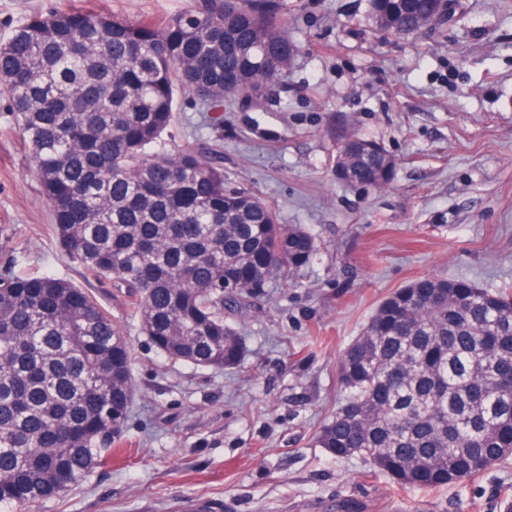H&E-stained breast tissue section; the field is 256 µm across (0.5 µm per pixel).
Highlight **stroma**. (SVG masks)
Returning <instances> with one entry per match:
<instances>
[{"mask_svg":"<svg viewBox=\"0 0 512 512\" xmlns=\"http://www.w3.org/2000/svg\"><path fill=\"white\" fill-rule=\"evenodd\" d=\"M299 47L271 93L223 122L179 96L170 148L220 145L224 175L299 224L317 252L288 287L225 311L245 344L231 369L152 346L134 300L63 252L7 95L0 94V267L89 289L131 346L134 397L112 459L40 512H505L512 459L438 489L401 485L315 433L337 365L379 302L425 275L512 291V0H462L429 33L382 37L367 0H275ZM197 0H0V43L29 15L73 9L164 21ZM396 162L382 189L334 176L346 133Z\"/></svg>","mask_w":512,"mask_h":512,"instance_id":"stroma-1","label":"stroma"}]
</instances>
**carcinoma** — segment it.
I'll use <instances>...</instances> for the list:
<instances>
[{
  "mask_svg": "<svg viewBox=\"0 0 512 512\" xmlns=\"http://www.w3.org/2000/svg\"><path fill=\"white\" fill-rule=\"evenodd\" d=\"M376 31L444 23L439 0H369ZM298 53L271 0H204L168 20L31 15L0 45V91L66 255L136 298L172 360L234 368L224 306L283 288L312 235L224 178L207 144L167 149L178 92L221 112L277 86ZM380 143L346 134L336 180L394 178ZM343 399L316 442L423 488L512 457V294L428 275L386 296L339 359ZM133 399L131 350L83 288L0 273V512H36L112 455Z\"/></svg>",
  "mask_w": 512,
  "mask_h": 512,
  "instance_id": "cac0c4a2",
  "label": "carcinoma"
}]
</instances>
